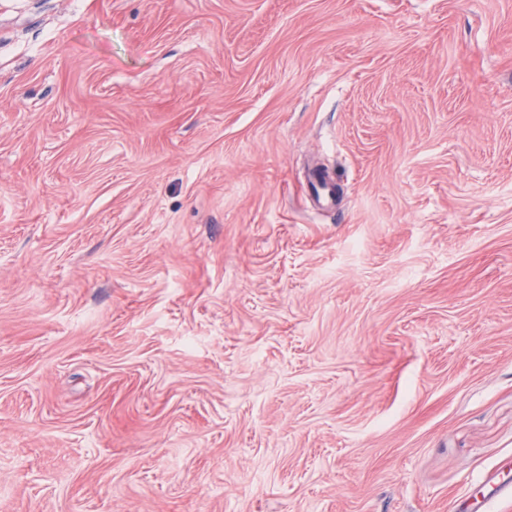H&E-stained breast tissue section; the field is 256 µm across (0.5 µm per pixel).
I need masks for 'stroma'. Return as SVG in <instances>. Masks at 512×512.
<instances>
[{"label": "stroma", "mask_w": 512, "mask_h": 512, "mask_svg": "<svg viewBox=\"0 0 512 512\" xmlns=\"http://www.w3.org/2000/svg\"><path fill=\"white\" fill-rule=\"evenodd\" d=\"M512 0H0V512H495Z\"/></svg>", "instance_id": "obj_1"}]
</instances>
